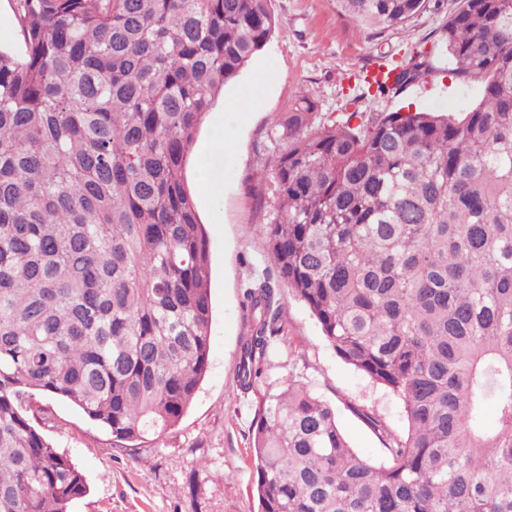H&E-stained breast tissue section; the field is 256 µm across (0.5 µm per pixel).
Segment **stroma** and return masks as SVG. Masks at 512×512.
Segmentation results:
<instances>
[{"mask_svg":"<svg viewBox=\"0 0 512 512\" xmlns=\"http://www.w3.org/2000/svg\"><path fill=\"white\" fill-rule=\"evenodd\" d=\"M459 0H426L403 25L364 26L337 0H271L278 24L267 45L224 87L223 100L258 94L256 107L225 113L224 193L219 202L195 197L208 232L213 312L209 368L190 408L171 431L116 443L72 402L47 399L52 422L45 433L86 477L89 491L70 512H257L249 442L255 399L237 382L238 353L247 328L241 316L242 288L267 277L287 311L293 353L271 357L262 392L279 391L295 378L335 405L352 448L374 462L384 458L377 435L355 415L363 408L395 432L405 425L401 401L345 364L325 341L308 307L289 294L266 253V227L273 203L264 195L262 145L273 119L303 93L318 103L319 120L344 113L376 115L399 109L460 114L479 96L450 74L444 29ZM429 53L432 73L398 93L366 94L357 74L380 57L397 62Z\"/></svg>","mask_w":512,"mask_h":512,"instance_id":"obj_1","label":"stroma"}]
</instances>
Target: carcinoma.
<instances>
[{
    "instance_id": "carcinoma-1",
    "label": "carcinoma",
    "mask_w": 512,
    "mask_h": 512,
    "mask_svg": "<svg viewBox=\"0 0 512 512\" xmlns=\"http://www.w3.org/2000/svg\"><path fill=\"white\" fill-rule=\"evenodd\" d=\"M0 48V512H69L84 474L41 430L66 398L117 441L173 429L209 366L210 254L184 166L216 96L270 40V0H12ZM404 24L425 0H338ZM461 116L316 123L303 96L267 133V254L336 355L404 406L359 407L386 462L293 378L258 400L259 512H512V0H460ZM387 94L430 75L390 66ZM238 383L256 392L284 305L243 293ZM495 407L493 423L484 418Z\"/></svg>"
}]
</instances>
